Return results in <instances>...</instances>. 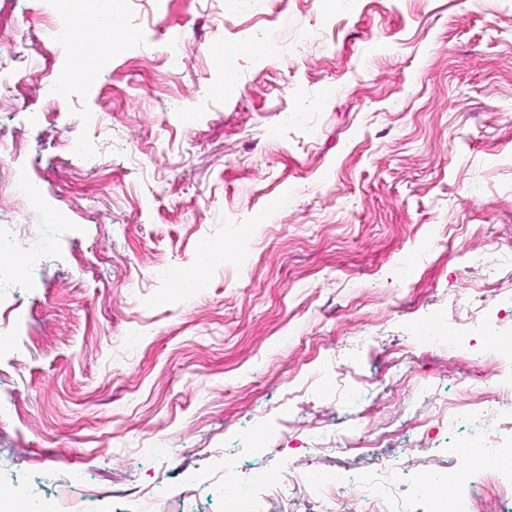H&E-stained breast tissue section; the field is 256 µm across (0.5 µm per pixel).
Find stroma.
<instances>
[{
  "label": "stroma",
  "mask_w": 512,
  "mask_h": 512,
  "mask_svg": "<svg viewBox=\"0 0 512 512\" xmlns=\"http://www.w3.org/2000/svg\"><path fill=\"white\" fill-rule=\"evenodd\" d=\"M114 2L108 61L55 98L72 47L44 49L40 0H0L19 54L0 63V165L41 200L0 216L38 253L0 251V475L45 510L78 470L82 495L224 512L225 476L262 471L311 512L297 455L303 477L386 479L396 512H430L414 487L448 474L468 422L373 456L337 440L356 386L417 390L377 423L434 417L479 375L512 389L511 363L475 372L418 344L438 318L512 330V0ZM167 27L186 35L174 68Z\"/></svg>",
  "instance_id": "obj_1"
}]
</instances>
